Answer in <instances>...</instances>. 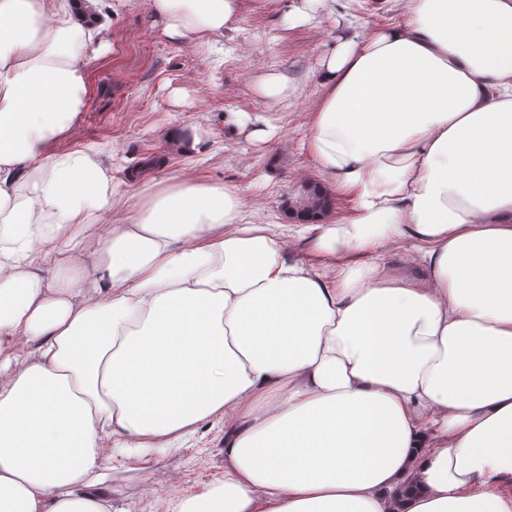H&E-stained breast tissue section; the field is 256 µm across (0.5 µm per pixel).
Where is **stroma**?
<instances>
[{"mask_svg":"<svg viewBox=\"0 0 512 512\" xmlns=\"http://www.w3.org/2000/svg\"><path fill=\"white\" fill-rule=\"evenodd\" d=\"M300 5L253 0L237 32L201 47L165 37L148 0H102L112 25L104 49L87 65L86 107L51 152L82 151L102 162L117 188L116 221L139 205L144 181L188 176L237 187L256 222L287 223L289 193L321 178L308 134L322 53L339 35L400 18L388 0H353L347 9H320L306 23L297 15ZM274 77L288 84L287 94L269 93ZM242 113L264 117L274 137L263 142L238 132L229 118ZM174 128L198 131L197 150L171 145ZM160 151L165 164L145 168L146 158ZM223 480L224 427L205 424L171 455L114 452L104 487L112 492V512H146L159 489L176 484L194 494Z\"/></svg>","mask_w":512,"mask_h":512,"instance_id":"35a3bbf8","label":"stroma"}]
</instances>
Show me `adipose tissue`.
<instances>
[{
	"mask_svg": "<svg viewBox=\"0 0 512 512\" xmlns=\"http://www.w3.org/2000/svg\"><path fill=\"white\" fill-rule=\"evenodd\" d=\"M391 2L318 71L308 146L349 218L281 232L186 178L90 247L112 179L46 145L85 106L99 0H0V512H112L113 449L219 422L224 482L177 512H512V0ZM150 11L204 46L245 0ZM137 351L167 383L145 402Z\"/></svg>",
	"mask_w": 512,
	"mask_h": 512,
	"instance_id": "obj_1",
	"label": "adipose tissue"
}]
</instances>
